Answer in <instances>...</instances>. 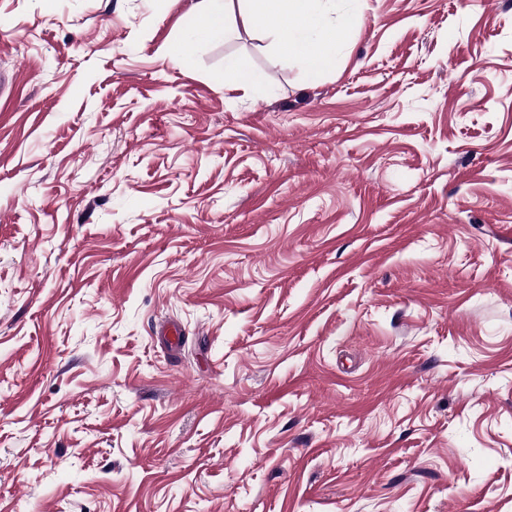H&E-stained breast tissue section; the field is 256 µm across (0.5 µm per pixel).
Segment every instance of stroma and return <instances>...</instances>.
Returning <instances> with one entry per match:
<instances>
[{
  "mask_svg": "<svg viewBox=\"0 0 512 512\" xmlns=\"http://www.w3.org/2000/svg\"><path fill=\"white\" fill-rule=\"evenodd\" d=\"M198 3L0 0V512H512V0Z\"/></svg>",
  "mask_w": 512,
  "mask_h": 512,
  "instance_id": "obj_1",
  "label": "stroma"
}]
</instances>
